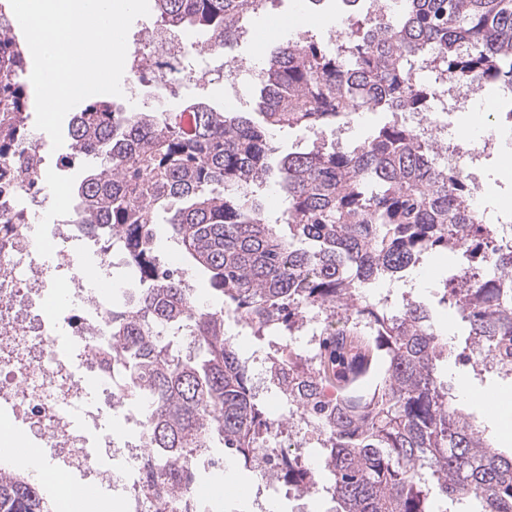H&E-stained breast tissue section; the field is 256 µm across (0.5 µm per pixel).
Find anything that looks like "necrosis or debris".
Wrapping results in <instances>:
<instances>
[{
  "instance_id": "obj_1",
  "label": "necrosis or debris",
  "mask_w": 512,
  "mask_h": 512,
  "mask_svg": "<svg viewBox=\"0 0 512 512\" xmlns=\"http://www.w3.org/2000/svg\"><path fill=\"white\" fill-rule=\"evenodd\" d=\"M190 40L159 26L144 28L127 45L142 60L131 70L124 96L139 104L143 80L181 85L199 81L185 65ZM496 145L494 134L474 130L466 146L449 148L446 165L471 169L469 206L485 223L501 214L487 205L476 172ZM35 135L14 142L13 159L0 160V416L37 441L38 455L49 457L46 481L95 485L121 499L124 512H148L141 495L143 465L150 455L141 433L145 406L130 410L112 384V366L103 354L112 321V304L134 306L137 294L127 280L112 281L109 298L87 284L84 254L99 267L124 262V255L103 250L73 221L72 206L57 209L55 224L41 247H34L17 213L32 215L47 199L32 191L16 155L40 156Z\"/></svg>"
}]
</instances>
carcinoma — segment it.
Here are the masks:
<instances>
[{
  "instance_id": "1",
  "label": "carcinoma",
  "mask_w": 512,
  "mask_h": 512,
  "mask_svg": "<svg viewBox=\"0 0 512 512\" xmlns=\"http://www.w3.org/2000/svg\"><path fill=\"white\" fill-rule=\"evenodd\" d=\"M162 25L228 48L237 28L261 14L258 0H154ZM0 55V152L26 130L21 109L25 48ZM426 54L438 72L512 91V0H403L376 38L346 32L336 51L288 42L261 68L254 119L191 101L179 112H118L91 98L67 129L88 171L74 188L80 230L125 248L147 287L112 309V356L128 398L147 399L152 454L144 490L166 475L164 497L194 512L188 490L196 451L216 445L246 467L265 426L248 361L224 333V309L204 307L180 275L158 262L157 214L172 241L208 275L213 293L257 333L297 328L307 312L342 326L335 344L345 367L319 353L270 358L267 377L292 410L318 427L323 470L336 512H444L439 503H477L475 512H512V456L498 452L456 407L436 361L446 346L427 306L403 297L395 308L364 289L393 281L428 254H461L471 274L445 280L441 301L469 326L459 357L493 354L512 374V249L500 225L464 204L467 176L435 162L439 148L394 119L353 149L290 152L278 160L287 215L270 220L261 202L272 176L275 129L323 128L360 111L428 112L435 86L412 80ZM381 377L360 386L378 361ZM336 382V396L324 387ZM277 478L306 488L312 473L285 458ZM0 512H52L39 484L19 467L0 468Z\"/></svg>"
}]
</instances>
